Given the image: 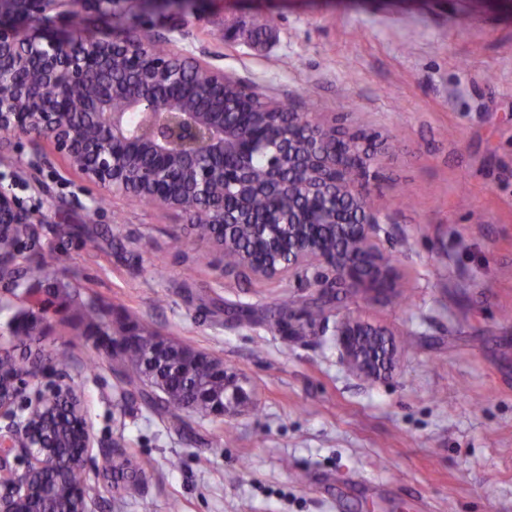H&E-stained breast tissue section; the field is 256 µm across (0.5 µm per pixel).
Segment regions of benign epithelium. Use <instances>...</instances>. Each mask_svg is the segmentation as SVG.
I'll list each match as a JSON object with an SVG mask.
<instances>
[{"mask_svg": "<svg viewBox=\"0 0 512 512\" xmlns=\"http://www.w3.org/2000/svg\"><path fill=\"white\" fill-rule=\"evenodd\" d=\"M72 0H0V136H34L49 141L68 167L112 196L146 197L173 211L185 195H196L202 204L192 222L219 225L228 241L241 224L268 238L274 262L246 264L235 277L275 280L299 269L327 268L332 279L316 277L313 298L332 297L341 288L362 291L372 298H389L395 292L396 273L378 245L381 225L391 218L377 210L368 191L384 156L378 135L352 129L334 120L327 122L309 112H282V104L264 100V123L244 137L230 112L188 109L180 94L170 88L187 72L178 64L182 56L143 63L152 38L137 40L101 38L93 41L63 37L45 44L21 40L14 26L31 18L67 12ZM208 73L209 84L199 87L202 97L224 92L231 84L244 98H254L251 86L210 64L191 59ZM105 78L86 107L73 110L74 93L90 84L93 74ZM120 98L114 108L110 100ZM90 124L108 135L100 141L86 138ZM346 151L355 158L359 177L344 182L336 156ZM265 158L262 188L273 196H288V217L235 219L224 215V196L211 194L215 176L231 187L253 185L251 160ZM306 169L310 181L299 180ZM43 218L19 206L0 188V236L19 243L32 242ZM321 227L340 241L351 229L365 237L368 255L355 259L341 246L334 254L316 243L313 228ZM22 265L0 261V286L15 288ZM385 336L387 332L359 318L346 317L337 327L343 361L372 378V367L357 338ZM93 345L107 350L140 341L136 325L112 331V337L90 333ZM39 372V361L25 374L0 376V512H30V479L33 473L60 466L85 467L93 438L83 403L67 383H50L27 390ZM27 446L15 447L16 433Z\"/></svg>", "mask_w": 512, "mask_h": 512, "instance_id": "7a95c632", "label": "benign epithelium"}]
</instances>
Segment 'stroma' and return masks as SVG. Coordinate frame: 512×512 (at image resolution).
<instances>
[{"instance_id": "1", "label": "stroma", "mask_w": 512, "mask_h": 512, "mask_svg": "<svg viewBox=\"0 0 512 512\" xmlns=\"http://www.w3.org/2000/svg\"><path fill=\"white\" fill-rule=\"evenodd\" d=\"M18 24L23 39L136 38L224 69L264 95L378 135L370 187L391 214L380 246L411 280L408 304L348 295L313 333L238 320L281 294L306 301L313 271L245 282L213 270L185 216L109 198L51 144L0 143V186L43 218L30 264L96 294L113 318L152 321L223 359L244 399L223 418L164 422L70 327L32 353H73L70 382L96 442L127 448L147 477L121 498L99 453L90 512H512V0H196L184 14L137 0ZM194 275H187V268ZM393 333L394 366L353 374L336 326Z\"/></svg>"}]
</instances>
